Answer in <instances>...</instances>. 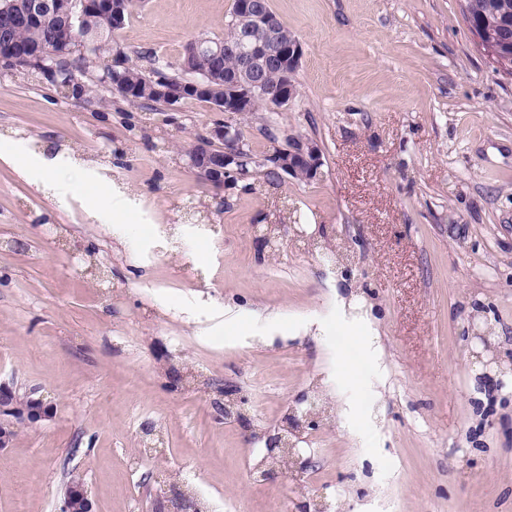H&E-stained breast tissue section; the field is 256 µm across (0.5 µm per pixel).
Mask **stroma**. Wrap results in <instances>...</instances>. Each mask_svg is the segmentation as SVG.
Masks as SVG:
<instances>
[{
	"label": "stroma",
	"instance_id": "35a3bbf8",
	"mask_svg": "<svg viewBox=\"0 0 512 512\" xmlns=\"http://www.w3.org/2000/svg\"><path fill=\"white\" fill-rule=\"evenodd\" d=\"M269 3L303 51L272 112L146 109L97 61L84 103L0 72V379L54 408L0 450V512H58L76 473L93 512L173 485L206 512H512V71L463 0ZM232 6L138 0L116 39L172 75ZM224 121L254 164L216 187L187 152ZM289 135L315 179L268 178ZM312 406V469L255 480L254 434Z\"/></svg>",
	"mask_w": 512,
	"mask_h": 512
}]
</instances>
